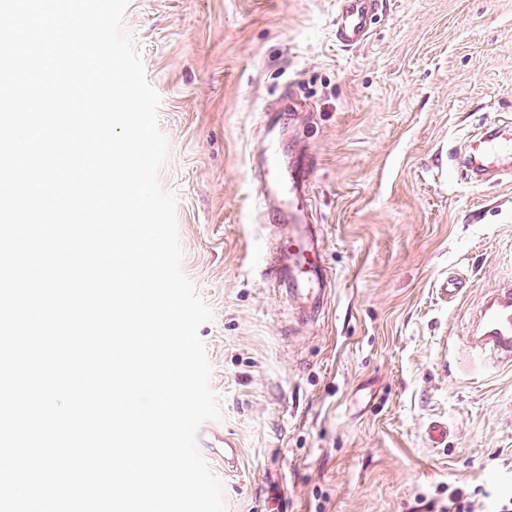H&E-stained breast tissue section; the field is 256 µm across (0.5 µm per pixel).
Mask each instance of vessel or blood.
Returning a JSON list of instances; mask_svg holds the SVG:
<instances>
[{"label": "vessel or blood", "instance_id": "b4317fda", "mask_svg": "<svg viewBox=\"0 0 512 512\" xmlns=\"http://www.w3.org/2000/svg\"><path fill=\"white\" fill-rule=\"evenodd\" d=\"M377 8V0H336L337 40L346 46L366 42ZM503 152H512V140L498 141L491 133H484L471 144L470 166L476 171H489L495 156ZM311 165V160H301L291 169L288 178L280 181L279 190L286 201L279 209L264 210L263 215L268 222L295 220L297 202L309 182ZM287 249L298 257L304 275L303 289L309 291L313 286L325 284L326 269L320 261L317 247L292 240L288 242ZM465 341L472 358L480 364L495 367L512 365V281L495 288L480 302L468 320ZM198 435L211 448L215 461L224 464L236 462L240 448L234 438L211 427L199 430Z\"/></svg>", "mask_w": 512, "mask_h": 512}]
</instances>
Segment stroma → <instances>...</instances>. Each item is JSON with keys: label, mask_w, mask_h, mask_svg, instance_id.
Returning <instances> with one entry per match:
<instances>
[{"label": "stroma", "mask_w": 512, "mask_h": 512, "mask_svg": "<svg viewBox=\"0 0 512 512\" xmlns=\"http://www.w3.org/2000/svg\"><path fill=\"white\" fill-rule=\"evenodd\" d=\"M335 18V0L125 14L161 98L182 270L213 312L199 334L215 425L241 448L211 470L226 512H266L274 468L288 512H437L455 489L492 512L512 497V366H480L462 335L512 280V181H465L455 158L482 126L512 137V0H381L356 47ZM304 153L332 279L319 304L264 276L294 227L256 208L261 179Z\"/></svg>", "instance_id": "35a3bbf8"}]
</instances>
